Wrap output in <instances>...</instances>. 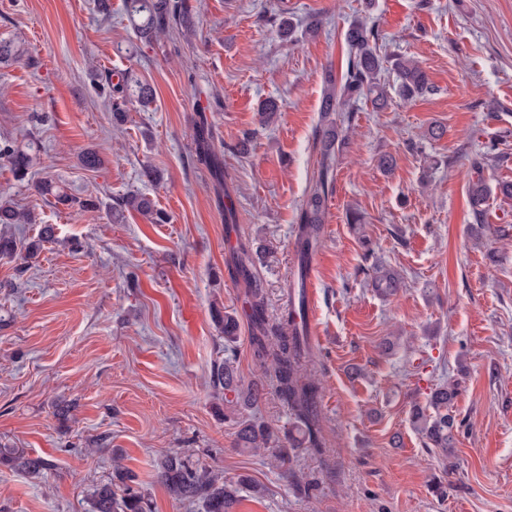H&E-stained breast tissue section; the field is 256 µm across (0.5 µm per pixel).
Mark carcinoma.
I'll return each mask as SVG.
<instances>
[{"instance_id": "cac0c4a2", "label": "carcinoma", "mask_w": 512, "mask_h": 512, "mask_svg": "<svg viewBox=\"0 0 512 512\" xmlns=\"http://www.w3.org/2000/svg\"><path fill=\"white\" fill-rule=\"evenodd\" d=\"M126 11L134 27L136 37L145 43L157 40L170 28L180 25L189 27L191 13L187 0H125ZM344 39L349 47L347 69L337 76L328 73L320 112L321 134L318 176L313 181L308 195L300 206L299 224L296 233L298 254L297 281L290 285L288 305L281 319L269 323L265 309L262 286L252 272V255L246 246H239L232 257L235 274L247 288L249 319L251 322V346L254 357L269 373L280 395L288 404L293 419L299 423L298 432L302 441L311 448H322L318 428L319 383L307 371L312 357V347L303 324V274L312 252L318 245L321 227L325 223L324 203L329 194V178L333 174L337 155L347 144L339 122L341 113L349 111L360 99H370L377 110L384 109L390 100L389 85L382 80L387 70L389 57L379 51L378 33L365 20H358L348 27ZM22 49L11 39L0 38V66H9L20 61ZM392 69L398 78L396 92L404 99H413L429 91L426 74L410 58L397 57ZM154 97L153 88L130 73L118 76L112 84L109 98L112 99V119L119 124L125 121V104L134 99L148 103ZM196 161L207 167L216 178H221L222 159L213 141V131L206 117H200L196 128ZM0 160L7 163L16 177L24 179L37 164V148L34 142L20 144L16 141L0 142ZM485 163L475 160L467 172V193L473 222L482 224V218L493 189L484 176ZM37 188L45 200L60 204H79L81 210L96 208L95 201L77 200L67 190L52 180H43ZM121 206L145 216L152 224H166L169 216L155 208L148 196L136 192L122 201ZM32 217L19 209L10 199L0 198V224H30ZM54 236L53 227H43L38 242L21 244L12 239L0 238V255L12 256L25 251L34 253L43 242ZM372 286L383 297L395 294L403 281L394 271L379 264L372 267ZM224 333V361L214 365L212 378L215 387L224 390V402L251 408L262 398L265 383L256 381L240 396V380L235 366L233 349L238 339L240 322L236 315L226 314L221 318ZM458 387L442 385L431 392L428 405L413 408L411 425L424 440L425 447L438 450L448 457V449L456 446L461 423L448 413V406L457 396ZM237 445L254 451L266 449L279 463L291 458L286 448H272V432L264 424L254 420L237 421ZM122 456L113 454L112 479L92 488L86 496L87 512H151L150 503L137 486V478L122 463ZM0 464L7 465L29 475L41 476L52 470L50 460L31 456L21 448H0ZM155 478L176 499L200 501L204 512H229L239 487L249 483L250 478L239 476L234 482H224L212 471L195 466L182 452L163 456L156 464Z\"/></svg>"}]
</instances>
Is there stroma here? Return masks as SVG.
I'll list each match as a JSON object with an SVG mask.
<instances>
[{
    "instance_id": "35a3bbf8",
    "label": "stroma",
    "mask_w": 512,
    "mask_h": 512,
    "mask_svg": "<svg viewBox=\"0 0 512 512\" xmlns=\"http://www.w3.org/2000/svg\"><path fill=\"white\" fill-rule=\"evenodd\" d=\"M189 2L191 28L139 46L124 0H110L107 19L95 0H0V38L23 49L0 66V138L33 137L40 157L22 181L0 162V195L34 218L0 224V236L29 243L55 228L34 256L0 257V446L53 463L40 478L0 465V512H84L116 450L153 512H201L155 479V461L175 451L259 485L240 491L233 512H512V238L494 232L512 224V199L490 198V229L475 243L466 179L484 154L489 182L512 181V0ZM283 6L298 25L286 40ZM357 19L377 29L383 54L416 61L432 89L392 96L380 112L363 100L352 109L310 282L325 448L296 451L293 485L267 452L237 448V416L211 372L224 358L219 318L232 313L241 383L263 377L231 256L243 242L266 249L257 274L277 318L318 171L325 74L345 70L344 33ZM314 20L318 35L302 37ZM125 70L155 100L128 103L117 125L101 88ZM268 98L279 113L265 126ZM202 115L223 149L222 184L195 160ZM435 122L445 135L423 139ZM88 149L99 168L83 166ZM384 155L395 160L388 173ZM147 165L160 182L143 177ZM46 178L98 210L47 203L36 188ZM132 191L169 223L128 210L113 219ZM350 209L364 217L359 229ZM376 263L402 277L397 295L374 291ZM453 382L462 428L446 459L424 448L410 417ZM249 414L287 447L295 424L274 387Z\"/></svg>"
}]
</instances>
